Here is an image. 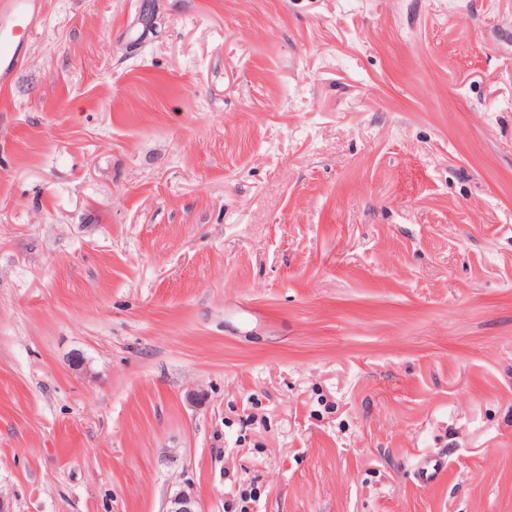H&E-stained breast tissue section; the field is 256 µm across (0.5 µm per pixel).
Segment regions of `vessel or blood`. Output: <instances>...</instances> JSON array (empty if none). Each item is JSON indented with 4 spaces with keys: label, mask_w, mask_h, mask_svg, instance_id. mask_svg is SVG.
<instances>
[{
    "label": "vessel or blood",
    "mask_w": 512,
    "mask_h": 512,
    "mask_svg": "<svg viewBox=\"0 0 512 512\" xmlns=\"http://www.w3.org/2000/svg\"><path fill=\"white\" fill-rule=\"evenodd\" d=\"M40 0H0V82L9 79L22 61V51L39 29Z\"/></svg>",
    "instance_id": "1"
}]
</instances>
